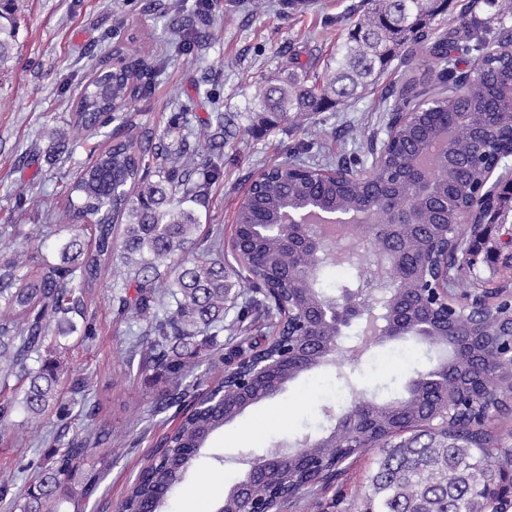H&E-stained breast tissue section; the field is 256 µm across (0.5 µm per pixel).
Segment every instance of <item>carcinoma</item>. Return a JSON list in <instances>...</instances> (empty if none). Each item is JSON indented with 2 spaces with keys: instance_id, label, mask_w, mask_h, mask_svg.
I'll use <instances>...</instances> for the list:
<instances>
[{
  "instance_id": "carcinoma-1",
  "label": "carcinoma",
  "mask_w": 512,
  "mask_h": 512,
  "mask_svg": "<svg viewBox=\"0 0 512 512\" xmlns=\"http://www.w3.org/2000/svg\"><path fill=\"white\" fill-rule=\"evenodd\" d=\"M448 0H368L367 10L348 31L336 53V76L326 85L308 83L291 72L276 84L258 90L264 118L276 127L302 113L315 114L332 102H344L364 92L386 72L396 58L410 66L413 45L428 46L423 60V77H411L398 90L395 110L410 113L407 127L398 136L397 147L374 171L373 180H323L316 176L320 166L299 157L270 168L247 197L237 204L235 223L254 236L258 261L241 270L224 266V228L209 231V243L201 246L197 216L189 205L199 200L207 183L186 178L168 154L143 135L137 141L108 133V149L90 154L69 188L66 213L82 223L68 225L70 237L61 247L60 263L46 265L36 275L24 268L39 252L32 244L21 250L22 259L0 265V435L21 413L24 419H44L62 410L60 385L63 366L53 357L52 337L84 324V337L93 338V317L86 303L87 292L100 281L122 249L126 262L133 263L134 293L116 295L118 314L146 320L142 333L129 340V360L140 355L164 371L173 391L169 403L152 408L156 415L187 397L186 378L210 356L213 339L224 330V309L232 301L230 277L246 275L254 293L248 305L256 319L264 320L273 333L268 346L280 344L281 314L298 307L312 308L336 298L328 291L332 271L340 266L372 277L371 257L361 266L346 260L336 264L330 256L318 264L288 251L283 236L265 237L260 224H282L288 201L307 196L318 198L329 212H365L375 207L373 197L390 185L395 173L412 163L403 145L419 141L433 146L443 129L434 125V112H464L467 121L434 158L435 181L448 206V223H457L463 185L482 175V168L467 159L472 143L484 141L492 152L506 148L488 130L483 113L499 112L503 126L512 123V67L508 47L512 34L494 41L477 40L472 50L485 77L474 84L453 81L457 69L455 41L444 33L434 34L430 20L444 12ZM16 27L10 14L0 13V67L11 58ZM141 74L110 69L94 72L71 113L74 124L94 134L115 119L112 104L122 99L133 79ZM151 161H146V157ZM423 224H401L388 238L399 258L397 291L402 303L424 310L425 303L412 278V262L426 252L433 236L444 235L447 227L432 223L434 206L422 204ZM512 209V179L501 182L497 204L485 214L479 228H457L458 236L470 241L448 264L454 279L469 257L478 252L482 236L505 210ZM171 278L167 297L158 295L156 282ZM57 318L56 327L46 320L47 312ZM508 307H492L490 321L470 336H452L435 326L420 342L448 351L423 372H415L398 397L375 401L360 396L336 415L324 434L309 439L291 454L269 467L264 458L250 461L254 468L248 491L235 494L224 490L211 504V512H249L253 503H266L273 512L286 502L278 492L292 488L296 493L318 492L328 483L311 480L309 466L346 468L362 453L379 450L381 457L370 480L367 512H508L512 508V448L503 447L498 428L487 422L472 425L448 419L446 411L464 398L475 401L471 415L489 408L512 409V358L494 351L500 322ZM366 346L347 351L341 346L330 322L314 324L313 342L301 355L277 369L274 380H259L248 397L224 400V382L194 396V408L166 436L164 448L130 483L119 512H168L170 493L185 482L194 464L215 433L235 421L249 408L280 394L285 387L310 371L347 359L360 358ZM17 384L9 386L10 378ZM69 390L80 396L81 425H65L52 434L53 448L25 481L20 491L14 483L0 485V507L6 512H62L61 506L87 496L96 475L82 466L105 448L109 431L93 424L96 406L89 404V384L82 375L68 376Z\"/></svg>"
}]
</instances>
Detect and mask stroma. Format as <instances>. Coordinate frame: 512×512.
<instances>
[{"label":"stroma","instance_id":"35a3bbf8","mask_svg":"<svg viewBox=\"0 0 512 512\" xmlns=\"http://www.w3.org/2000/svg\"><path fill=\"white\" fill-rule=\"evenodd\" d=\"M364 0H14L9 11L17 29L13 58L0 69V254H11L25 236H37L38 261L57 263L68 237L54 216L67 202V188L89 149L109 146L103 135L76 129L70 114L92 73L112 63L114 49L129 62L143 63L139 90L117 122L124 135L149 134L154 145L177 153L182 143L199 146L193 180L209 179L207 195L195 209L203 227L220 224L232 235L238 199L254 172L292 160L301 150L320 154L333 165L369 167L371 145L386 136L383 110L391 108L390 86L404 72L392 62L366 93L334 108L265 129L258 115L255 85L302 64L309 79L334 77L336 48ZM433 30L461 41L492 39L512 29V12L500 0H449L432 22ZM223 113L216 124L215 113ZM68 144L61 153L60 144ZM113 259L92 288L95 338L79 333L57 339L55 354L64 368L83 374L99 404L97 425L111 433L106 449L110 468L77 512H117L127 487L164 435L179 422L188 402L151 414L170 388L153 368L129 363L126 346L145 322L122 318L112 297L124 278ZM512 282V212L499 218L470 269L457 278L458 294L475 285L495 288ZM238 298L225 316L203 370L216 381L229 368L235 347L230 326L251 295L235 279ZM433 350L413 340L370 345L357 362L314 370L285 391L214 436L185 483L171 500V512H186L192 495L209 486L220 497L246 470L245 450L264 455L305 434L317 435L329 422L322 404L340 407L350 399L342 379L352 375L361 388L380 398L403 393L414 371L429 368ZM262 425L255 438L251 430ZM51 445L45 430L23 424L0 438V480L22 483L25 472ZM378 451L359 460L324 491L306 494L281 512H361Z\"/></svg>","mask_w":512,"mask_h":512}]
</instances>
